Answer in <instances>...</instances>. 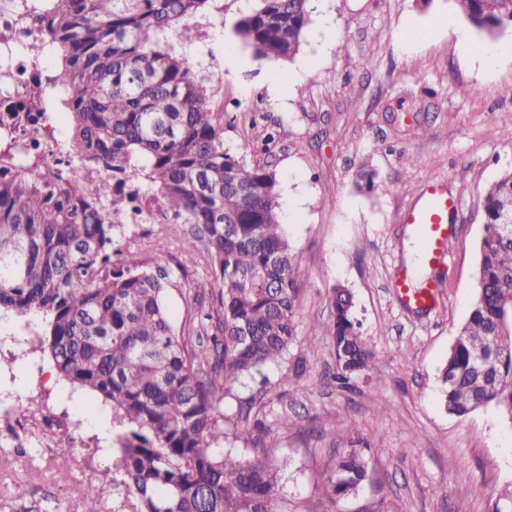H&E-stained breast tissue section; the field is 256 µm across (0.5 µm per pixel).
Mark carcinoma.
<instances>
[{
    "label": "carcinoma",
    "instance_id": "cac0c4a2",
    "mask_svg": "<svg viewBox=\"0 0 512 512\" xmlns=\"http://www.w3.org/2000/svg\"><path fill=\"white\" fill-rule=\"evenodd\" d=\"M213 0H0L46 29L41 51L58 58L28 93L32 112H63L70 148L61 159L0 153V310L48 318L32 349L49 354L74 389L112 408V482L132 512H302L281 495L278 461L221 448L220 405L245 374L276 363L295 333L301 292L280 223L278 181L261 162L224 150L223 113L210 80L180 50ZM457 17L494 37L512 25V0H451ZM309 0H255L235 35L262 58L290 59L310 24ZM120 190L145 186L180 239L191 224L217 275L215 308L198 300L209 344L188 349L164 301L165 270L124 266L127 224L116 199L88 189L100 168ZM512 169L484 195L476 291L441 370L448 414L489 404L512 419ZM332 344L341 385L369 369L353 295L334 288ZM365 449L336 459L325 490L334 503L368 477ZM489 512H512V485Z\"/></svg>",
    "mask_w": 512,
    "mask_h": 512
}]
</instances>
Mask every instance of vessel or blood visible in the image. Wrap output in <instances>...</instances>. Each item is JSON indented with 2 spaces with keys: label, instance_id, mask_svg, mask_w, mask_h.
<instances>
[{
  "label": "vessel or blood",
  "instance_id": "b4317fda",
  "mask_svg": "<svg viewBox=\"0 0 512 512\" xmlns=\"http://www.w3.org/2000/svg\"><path fill=\"white\" fill-rule=\"evenodd\" d=\"M458 210L459 203L449 194L446 184L437 179L425 182L418 201L404 216L405 223L415 225L422 239V264L435 267L447 259ZM393 286L408 308L429 311L436 305V283L417 281L414 270H397Z\"/></svg>",
  "mask_w": 512,
  "mask_h": 512
}]
</instances>
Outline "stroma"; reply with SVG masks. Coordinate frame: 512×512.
<instances>
[{"mask_svg": "<svg viewBox=\"0 0 512 512\" xmlns=\"http://www.w3.org/2000/svg\"><path fill=\"white\" fill-rule=\"evenodd\" d=\"M250 7L214 0L206 39L182 52L215 88L225 149L277 177L301 293L283 357L224 400L225 417L252 442L230 436L224 445L284 464L282 495L306 512H487L512 484V420L491 405L449 415L440 370L474 297L484 190L512 167L502 136L512 127V62L486 67L472 50L491 39L471 28L465 46L453 27L423 44L400 42L403 27L452 15L449 0H317L296 56L259 58L234 34ZM324 12L339 32L327 53L318 50ZM432 177L461 211L453 254L433 271L436 306L421 313L396 298L392 279L415 247L404 214ZM119 248L121 263L167 268L172 323L195 336L197 298L215 285L204 243L130 224ZM335 286L352 291L373 354L349 389L332 379ZM0 327V512H112V448L89 423L103 405L65 381L48 386L54 369L28 345L43 322L1 312ZM31 396L39 408L17 419ZM359 438L372 447L369 476L356 495L331 502L323 474ZM90 482L93 499L83 493Z\"/></svg>", "mask_w": 512, "mask_h": 512, "instance_id": "1", "label": "stroma"}]
</instances>
